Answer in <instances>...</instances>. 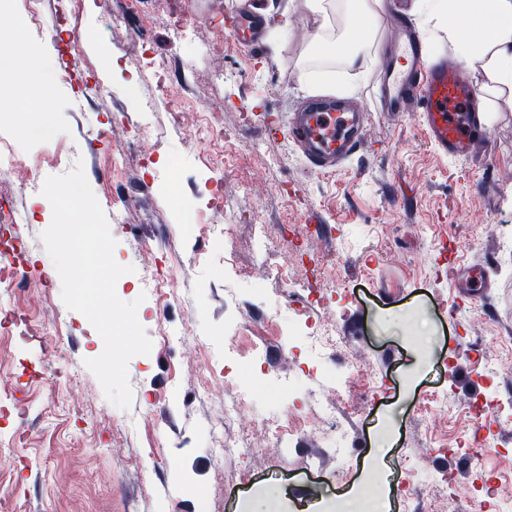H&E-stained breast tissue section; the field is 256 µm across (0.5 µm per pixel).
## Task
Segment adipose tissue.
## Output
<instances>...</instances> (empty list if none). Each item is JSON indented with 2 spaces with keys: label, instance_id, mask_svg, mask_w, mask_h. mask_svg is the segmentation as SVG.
Masks as SVG:
<instances>
[{
  "label": "adipose tissue",
  "instance_id": "obj_1",
  "mask_svg": "<svg viewBox=\"0 0 512 512\" xmlns=\"http://www.w3.org/2000/svg\"><path fill=\"white\" fill-rule=\"evenodd\" d=\"M383 0H304L317 28L310 36L312 55L344 68V93H352L366 61L375 59L374 24ZM432 14L446 16L448 38L465 64H480L488 80L512 90V0H431ZM359 18L360 26L332 33V17Z\"/></svg>",
  "mask_w": 512,
  "mask_h": 512
}]
</instances>
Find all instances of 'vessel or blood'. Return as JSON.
Wrapping results in <instances>:
<instances>
[{
	"label": "vessel or blood",
	"instance_id": "vessel-or-blood-1",
	"mask_svg": "<svg viewBox=\"0 0 512 512\" xmlns=\"http://www.w3.org/2000/svg\"><path fill=\"white\" fill-rule=\"evenodd\" d=\"M259 16L255 0H237L224 12V30L240 47L256 44ZM399 66H382L379 82L384 103L392 112H419L428 139L443 154L472 156L488 141L470 105L471 83L447 58L430 59L411 24L391 18ZM367 103L351 104L326 98L307 100L301 109L282 117L289 137L303 150L310 166L326 168L356 154L362 145L369 114Z\"/></svg>",
	"mask_w": 512,
	"mask_h": 512
}]
</instances>
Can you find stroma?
<instances>
[{"mask_svg": "<svg viewBox=\"0 0 512 512\" xmlns=\"http://www.w3.org/2000/svg\"><path fill=\"white\" fill-rule=\"evenodd\" d=\"M432 56L457 48L425 7L406 0ZM266 29L286 32L279 51L260 44L240 50L221 36L214 0H85L82 13L61 20L60 0H39L30 22L25 0H6L4 19L18 29L0 39L18 42L28 63L0 70L16 94L0 99V139L39 169L59 175L82 164L103 212L122 209L111 225L115 260L133 266L116 290L139 300L136 315L154 351L128 364L132 402H109L84 361L103 341L61 297V281L42 233L50 203L17 188L27 211L26 262L32 290L46 310L18 292L13 305L31 321L59 319L60 334L0 332V512H244L267 489L268 512H323L326 504L368 497L366 475L384 478L388 512H470L489 485L512 490V420L493 403L512 397V92L489 85L481 67L468 69L474 101L490 132L477 158L442 155L419 116L375 112L360 151L332 172L308 167L276 120L316 91L304 77L302 35L314 25L303 0H259ZM181 11L196 26L192 41L173 46L169 16ZM111 67H103V58ZM82 70L60 83L71 60ZM161 64L188 112L223 111L229 137L192 142L170 118L168 99L150 109L127 94L147 61ZM100 79L109 96L84 97ZM47 107L52 135L23 125L24 108ZM111 141L90 142L104 117ZM141 133L154 155L138 172ZM221 178L224 210L208 208L213 178ZM222 224L223 235L184 238L185 224ZM462 266L448 275V259ZM170 272L178 305L150 299L141 269ZM484 268L488 293L470 301V267ZM331 323L343 340L327 350L325 371L304 337L288 330ZM196 336L184 350L182 330ZM259 353L278 375L265 389L248 366L224 377L229 342ZM361 369L358 386L337 389L334 372ZM287 416L280 446L262 420ZM26 411L18 413L15 398ZM246 400L248 411L225 425L224 407ZM329 399L339 427H307L304 412ZM471 414L449 417L448 404ZM486 440L476 450L468 429ZM287 462H280V453ZM422 486L414 499L399 493L404 464ZM459 490L449 497L441 477Z\"/></svg>", "mask_w": 512, "mask_h": 512, "instance_id": "35a3bbf8", "label": "stroma"}]
</instances>
